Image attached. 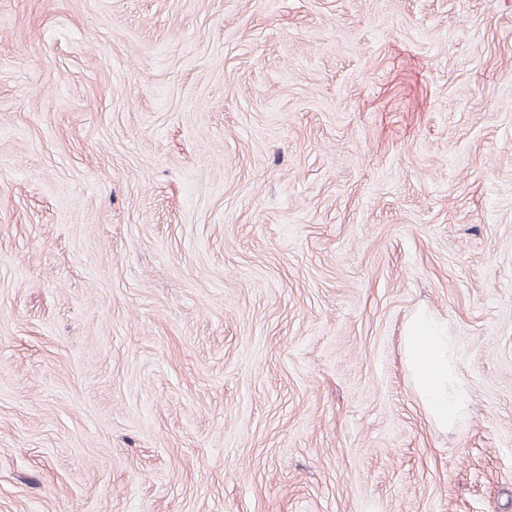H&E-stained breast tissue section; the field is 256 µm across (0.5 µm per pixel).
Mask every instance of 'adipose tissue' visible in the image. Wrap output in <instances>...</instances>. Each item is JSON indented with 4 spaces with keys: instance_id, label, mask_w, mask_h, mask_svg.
<instances>
[{
    "instance_id": "ef3b65f1",
    "label": "adipose tissue",
    "mask_w": 512,
    "mask_h": 512,
    "mask_svg": "<svg viewBox=\"0 0 512 512\" xmlns=\"http://www.w3.org/2000/svg\"><path fill=\"white\" fill-rule=\"evenodd\" d=\"M404 342L408 370L431 420L441 429L454 425L468 395L456 384L455 348L447 331L421 313L408 322Z\"/></svg>"
}]
</instances>
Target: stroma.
<instances>
[{
	"label": "stroma",
	"mask_w": 512,
	"mask_h": 512,
	"mask_svg": "<svg viewBox=\"0 0 512 512\" xmlns=\"http://www.w3.org/2000/svg\"><path fill=\"white\" fill-rule=\"evenodd\" d=\"M0 512H512V0H0ZM404 342L416 392L436 427L448 429L465 412L469 400L456 385L455 348L448 332L421 313L406 325Z\"/></svg>",
	"instance_id": "1"
}]
</instances>
